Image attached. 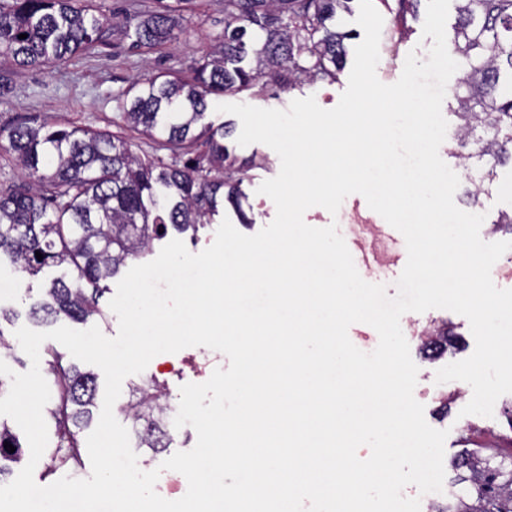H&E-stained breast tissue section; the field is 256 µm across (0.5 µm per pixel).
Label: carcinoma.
I'll use <instances>...</instances> for the list:
<instances>
[{"mask_svg": "<svg viewBox=\"0 0 512 512\" xmlns=\"http://www.w3.org/2000/svg\"><path fill=\"white\" fill-rule=\"evenodd\" d=\"M136 16L121 31L128 49H155L182 29V3ZM353 0H224V33L183 77L158 74L135 83L122 118L127 128L160 139L171 162L146 159L126 138L72 126L18 120L0 127V154L18 167L17 181L0 189V266L35 277L66 266L45 298L33 304L31 320L52 324L60 317L78 323L105 319L100 299L104 282L128 260L141 258L154 240L172 229L197 232L219 214L224 201L240 203L255 158L229 153L224 140L232 128L201 124L213 96L248 90L268 76L292 89L318 79L336 80L345 57L343 15ZM452 37L462 78L452 89L459 123L452 155L480 163V175L466 190L479 204L492 192L497 168L512 162V0H455ZM112 26L94 0H0V56L20 68H50L81 55L97 54ZM27 38L21 39L19 35ZM484 136L473 138L477 128ZM192 156L182 159L183 151ZM40 252L43 259L36 258ZM432 357L456 345L448 325L435 329ZM47 361L58 404L48 408L56 441L55 463L80 458L77 435L92 419L96 376L65 368L52 352ZM136 402L124 410L138 447H168L166 398L149 380L134 387ZM16 450L10 452L4 443ZM19 438L0 425V480L24 460ZM465 493L431 512H512V456L482 444L454 461Z\"/></svg>", "mask_w": 512, "mask_h": 512, "instance_id": "obj_1", "label": "carcinoma"}]
</instances>
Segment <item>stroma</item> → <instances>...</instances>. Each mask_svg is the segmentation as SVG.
<instances>
[{"instance_id": "35a3bbf8", "label": "stroma", "mask_w": 512, "mask_h": 512, "mask_svg": "<svg viewBox=\"0 0 512 512\" xmlns=\"http://www.w3.org/2000/svg\"><path fill=\"white\" fill-rule=\"evenodd\" d=\"M98 9L112 19L115 30L111 38L110 58L89 55L73 58L46 69H19L13 67L9 59L0 57V71L11 74V81L4 93L0 94V125L6 126L20 115H28L40 122L52 125L82 126L116 135L132 137L142 155L170 159L171 153L150 144L142 136L131 135L121 118L122 95L136 81L159 73L188 70L202 56L204 50L224 31L223 0H194L192 12L186 13L183 29L175 39L160 48L146 53H133L127 48L119 31L126 21L133 17L135 10L151 11L157 6L156 0H95ZM377 10L383 17L380 43L385 50L381 52L376 73L379 80L386 84L396 82L403 70L409 52H416L419 58H426L431 45L430 40L422 36L426 11L425 0H420L419 18L408 20L405 34H397L392 20L395 16V0H378ZM350 72L342 70L336 81L320 80L295 89H282L269 78H262L259 84L250 90L223 96V103H246L261 108L284 109L292 100L315 97L318 105L325 109L334 108L342 92L348 85ZM227 146L238 157H256L259 167L249 171L242 185L246 194L241 209L225 204L221 216L236 221L238 212H245L247 223H238L239 232L253 235L268 225L275 217L273 201L259 194V185L275 177L280 170L278 155L268 146L253 143L239 146L236 138L227 139ZM512 209V168L499 169L498 177L491 196L484 198L481 207L487 220L480 229L482 240L487 242L507 240L504 232L491 229L490 221L497 212ZM370 223H381V216L371 210L365 198L352 194L345 198L337 214L315 206L304 214L307 224L323 228L337 224L342 237H349V227L359 218ZM58 269L49 273L27 278L19 277L18 286L8 295H0V308L11 310L19 315L16 325L7 326V333H14L16 327L28 323L26 313L30 305L41 299L48 277L58 276ZM445 321L453 325L459 335V347L449 354L446 361L457 362L468 358L475 349V341L467 319L445 309H432L423 313L408 312L401 320V329L408 341L410 354L417 365L418 380L414 396L424 406L427 423L438 430L447 431L445 440V481L454 483L456 472L452 463L467 446L465 428L473 423L480 431L475 439L481 443H495L502 447L512 446V419L507 411L512 408V393L501 396L492 417L462 415V408L472 397L471 387L462 381L446 383L448 402H441L435 394L437 384L435 374L446 361H428L420 351L418 330L431 322Z\"/></svg>"}]
</instances>
